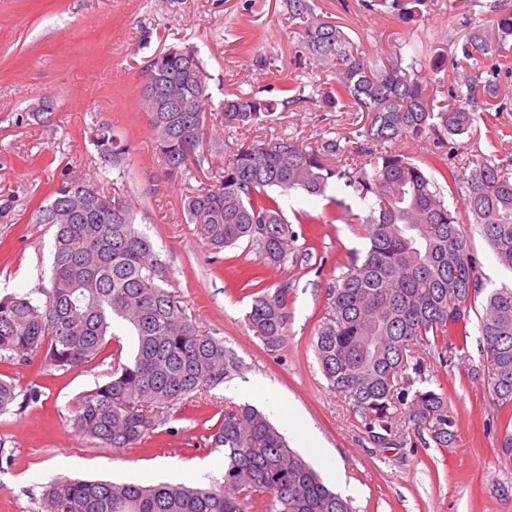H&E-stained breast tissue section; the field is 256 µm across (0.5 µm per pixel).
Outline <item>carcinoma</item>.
Listing matches in <instances>:
<instances>
[{
  "label": "carcinoma",
  "instance_id": "1",
  "mask_svg": "<svg viewBox=\"0 0 512 512\" xmlns=\"http://www.w3.org/2000/svg\"><path fill=\"white\" fill-rule=\"evenodd\" d=\"M404 17L425 0H381ZM303 47L333 79L326 85L281 87L286 104L318 102L326 109L367 113L356 129V149L368 159L340 164L347 147L335 139L307 148L290 137L254 140L241 147L213 184L188 196L187 210L215 252L241 241L261 263L281 266L299 251L298 233L272 191L299 190L327 198L332 185L352 189L364 202L367 246L329 291L315 353L328 385L349 395L353 409L377 440L391 431L390 409L406 411L440 446L454 437L447 397L432 388L398 392L397 375L421 376L409 363L411 346L470 335L472 301L484 294L477 331L492 375V400L512 403V288L483 292L479 261L468 245L455 204L477 224L498 262L512 271V172L494 155L472 147L469 175L386 149L427 131L471 137L477 112H504L500 61L512 53V12L489 35L467 18L469 31L451 40L456 61L475 71L437 91L417 70L420 59L396 51L370 65L347 35L315 14L310 0H288ZM142 107L166 172L182 176L201 165L208 93L207 73L192 47L169 48L142 70ZM277 102L231 93L216 109L222 125L248 129L271 120ZM101 155L123 147L106 130L93 135ZM36 217L55 227L51 287L43 298L0 296V356L31 365L46 353L69 370L96 361L114 323L136 337L133 357L113 367L111 379L76 397L72 428L106 447L129 448L160 425L159 410L224 382L238 364L224 341L203 333L180 301L164 288V270L136 214L119 193L81 178L62 179L52 202ZM288 284L253 297L248 319L268 345L286 326ZM16 386L0 378V415L13 407ZM224 449L223 482L153 485L58 477L44 486L46 512H246L248 497H268L269 512H353L349 500L325 485L312 466L288 447L284 435L256 407L224 412L212 434Z\"/></svg>",
  "mask_w": 512,
  "mask_h": 512
}]
</instances>
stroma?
<instances>
[{"label":"stroma","mask_w":512,"mask_h":512,"mask_svg":"<svg viewBox=\"0 0 512 512\" xmlns=\"http://www.w3.org/2000/svg\"><path fill=\"white\" fill-rule=\"evenodd\" d=\"M316 14L340 26L367 61L398 48H416L424 74L451 82L450 38L462 35L463 0H426L401 19L362 0H314ZM193 46L210 76L213 102L225 94L253 93L278 101L272 121L249 130L217 127L222 154L210 155L185 178H167L145 112L137 110L141 71L157 53ZM286 0H0V293L50 285L53 230L34 212L47 205L64 174L114 181L137 209V222L166 267L175 291L198 329L222 339L239 370L211 389L205 406L188 400L162 411L155 434L133 448H109L75 432L74 399L109 381L113 353L129 359L133 339L118 329L104 359L63 371L0 361L19 397L0 415V512H44L41 494L59 476L154 484H208L224 476V451L208 435L225 411L251 404L267 411L291 448L324 482L351 499L355 512H512V447L506 446V412L487 388L479 334L456 355L421 347L429 387L444 393L455 437L437 445L428 430L401 420L392 442L375 441L348 397L329 389L314 342L328 307V292L367 241L359 225L300 224L297 261L260 265L246 243L213 254L186 210L193 189L208 186L225 155L250 141L293 136L307 143L351 138L367 117L327 112L318 105L284 106L282 85L323 82V67L302 56ZM47 98L49 111L32 115ZM107 127L126 152L103 158L92 141ZM480 147L495 145L496 162L512 167V109L476 123ZM413 159H432L467 173L452 143L431 138L397 143ZM481 266L484 288L512 286L477 227L465 225ZM258 272L265 291L289 283L287 324L277 346L249 325L252 298L245 271ZM37 398H29V391ZM302 419L288 425L289 415Z\"/></svg>","instance_id":"1"}]
</instances>
